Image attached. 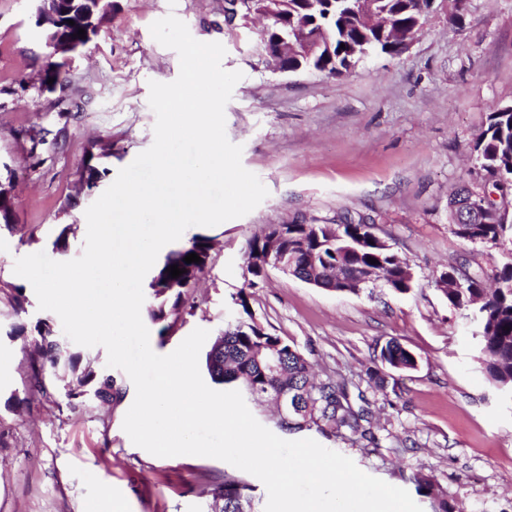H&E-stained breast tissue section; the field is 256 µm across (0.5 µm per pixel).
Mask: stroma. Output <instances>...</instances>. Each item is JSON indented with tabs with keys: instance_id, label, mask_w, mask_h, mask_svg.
<instances>
[{
	"instance_id": "1",
	"label": "stroma",
	"mask_w": 512,
	"mask_h": 512,
	"mask_svg": "<svg viewBox=\"0 0 512 512\" xmlns=\"http://www.w3.org/2000/svg\"><path fill=\"white\" fill-rule=\"evenodd\" d=\"M89 46L73 55L55 87L41 83L43 47L35 0H0V163L12 172V229H0V512H212L214 477L224 461L157 457L122 428L135 387L118 404L84 411L66 405V377L49 394L32 387L29 353L51 325L61 348L97 369L103 347L86 348L60 318L38 308L16 258L51 252L69 228L64 260L79 257L86 209L120 169L154 141L149 83L174 81L176 51L151 24L175 14L201 42L225 49L222 67L241 71L225 108L226 135L242 145V164L269 191L249 214L204 232L217 246L193 290L194 304L149 325L150 342L169 354L194 330L223 332L246 292L264 331L298 347L319 378L346 383L353 406L372 415V440L308 430V438L354 461L365 473L410 488L430 475L456 512H512V401L483 372L475 327L451 308L435 279L450 267L491 280L512 245L471 244L451 232L448 199L461 184L479 187L475 136L490 112L512 106V0H435L421 33L400 56L371 54L344 76L269 69L259 47L262 24L224 25V0H110ZM107 170L90 183V168ZM370 218L377 234L410 267L412 288L339 294L271 272L249 285L246 241L269 224H334ZM23 311H15L16 287ZM395 340L418 367L367 372Z\"/></svg>"
}]
</instances>
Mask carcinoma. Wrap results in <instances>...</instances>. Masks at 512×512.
Instances as JSON below:
<instances>
[{
	"label": "carcinoma",
	"instance_id": "obj_1",
	"mask_svg": "<svg viewBox=\"0 0 512 512\" xmlns=\"http://www.w3.org/2000/svg\"><path fill=\"white\" fill-rule=\"evenodd\" d=\"M288 27L305 26L328 45L317 58L299 63L295 57L280 59L281 69L292 70L302 65L305 68L328 76L351 73L362 57L370 53H382L392 57L404 52L406 42L421 30L424 14L416 0H373V10L390 22L386 29L368 26L354 0H290ZM74 24H68V21ZM63 29L74 41L87 43L73 34L84 27L73 6H67L62 18ZM473 150L480 178L498 193L504 195L512 190V107L499 108L489 113L486 127L474 140ZM494 223L483 222L477 211L466 213L453 224L452 231L460 239L472 244H485L508 240L512 242V211L497 208ZM326 225L287 224L282 228V246L288 255L295 257L292 263L293 276L312 268V259L318 258L322 266L341 264L347 271L375 267L381 270L379 282L386 288L405 293L412 288L411 280L403 276L401 262L392 248H379L367 239L366 225L346 224L343 237L335 240L327 237ZM204 235H194L187 244L171 252L159 265L149 283L155 305L149 316L155 323L167 319L185 305L190 288L211 263L212 247ZM196 253L201 258L190 264L183 258ZM375 259L378 264L369 263ZM186 270L177 278L170 277L167 268L172 265ZM493 281L502 288L486 291L482 282L474 277L459 280V288L448 293V304L456 309L475 313L481 328L479 336L481 361L489 380L501 391L512 392V252L493 275ZM35 330L43 344L39 354L33 358V386L41 393H48L56 371L61 369L71 374L66 392L72 409L87 408L96 402L117 404L124 396L123 385L112 375L95 369L91 364L79 367V355H61L56 341L50 339V328L39 321ZM266 345L274 354V360L256 354L260 345ZM381 362L390 366H401L403 370L414 369V354L398 342L390 341L380 350ZM205 367L211 380L245 390L249 398L259 401L275 397L280 393L302 391L312 401L310 422L298 421L278 424L283 431L316 428L345 429L365 438L371 434L364 410H355L350 404L343 385L332 379L315 382L310 377L311 364L296 347L280 337L250 324L234 320L224 326V334L210 346L205 356ZM417 495L427 499L431 512H454L448 500L436 492L435 480L421 473L411 478ZM253 488L241 479L226 473L224 480L214 489L217 499L222 501L219 512H258Z\"/></svg>",
	"mask_w": 512,
	"mask_h": 512
}]
</instances>
